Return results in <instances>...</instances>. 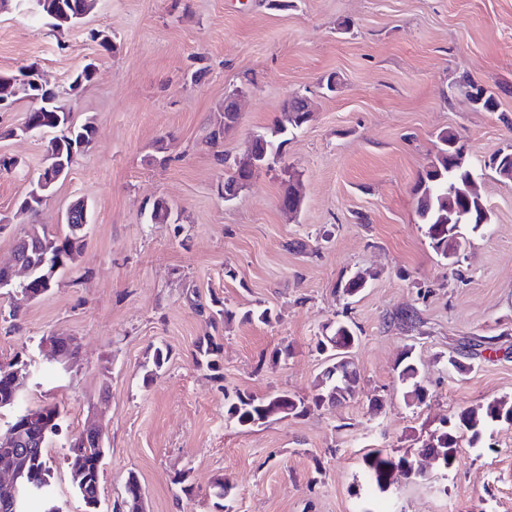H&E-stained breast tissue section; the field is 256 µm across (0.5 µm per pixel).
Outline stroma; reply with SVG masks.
Wrapping results in <instances>:
<instances>
[{
  "instance_id": "35a3bbf8",
  "label": "stroma",
  "mask_w": 512,
  "mask_h": 512,
  "mask_svg": "<svg viewBox=\"0 0 512 512\" xmlns=\"http://www.w3.org/2000/svg\"><path fill=\"white\" fill-rule=\"evenodd\" d=\"M109 37L104 49L99 35ZM95 62L91 82L70 89ZM39 65L65 90L75 122L96 134L69 176L33 212L19 201L44 166L48 135H18L27 101L0 111V152L17 169L0 175V264L31 227L65 235V212L90 208L85 246L34 300L0 297V361L27 363L29 409L59 406L48 442L61 512H84L65 460L90 416L104 413L106 455L99 512H126L135 475L145 512H215L209 487L224 478L235 512H512V423L454 466L426 460L427 479L395 477L370 489L365 449L412 454L464 408L512 402V182L485 162L512 146V0H95L80 23L52 31L46 18L0 12V71ZM337 75L336 91L323 88ZM470 75L499 105L448 104ZM245 85L238 124L219 146L229 88ZM303 94L310 122L283 163L299 177L302 206L280 207L279 170L259 173L224 201V158L242 157L271 127L283 101ZM466 143L491 213L455 264L435 253L412 188L434 160L440 131ZM173 208L147 219L154 200ZM365 274L353 302L340 279ZM234 311L210 324L215 301ZM269 309V322L245 321ZM414 311L412 327L392 323ZM350 317L358 374L351 398L242 429L228 421L235 392L309 399L327 361L316 350L325 325ZM75 337L79 358L48 363L41 341ZM220 337L219 371L197 365V341ZM482 345L472 369L448 360ZM170 359L153 371L155 347ZM410 352L429 396L413 406L394 369ZM186 473L191 495L173 478Z\"/></svg>"
}]
</instances>
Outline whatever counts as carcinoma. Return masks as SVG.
Segmentation results:
<instances>
[{"instance_id": "carcinoma-1", "label": "carcinoma", "mask_w": 512, "mask_h": 512, "mask_svg": "<svg viewBox=\"0 0 512 512\" xmlns=\"http://www.w3.org/2000/svg\"><path fill=\"white\" fill-rule=\"evenodd\" d=\"M311 118L307 110L306 99L298 94L288 97L281 108V118L264 132H259L251 138L245 154L228 165V173L224 184L233 183L244 177H252L254 170L245 167L253 157H262L266 161L278 164L282 146L287 142V136L301 130ZM239 120V113L230 111V104L224 103V122L209 135L211 143L216 144L224 138ZM26 121L33 127V133H51L47 151L69 154L70 142L77 139L84 145H89L94 137L95 129L85 123L70 129L57 121V114L52 111L29 112ZM438 138L441 142L435 159L419 176L413 187L417 202V212L425 235L430 240L432 248L444 259L450 261L463 253L467 246L466 238L459 231L460 225L470 224L477 229L490 221V212L481 194L480 187L471 175L467 155L460 152V140L449 130H443ZM501 179L512 181V150L501 157L498 163L490 166ZM172 214L170 204L159 199L152 205L150 221L153 224H168ZM82 217L77 216L74 222L67 225L64 237H57L44 230L33 228L20 237L14 250L28 255L38 262L45 250L58 260V267L64 268L67 263L76 259L84 247V238L80 230ZM367 287V280L361 274H355L337 285V291L343 299L350 300L361 294ZM322 333L327 338L318 340L317 348L331 351L332 363L322 372L318 384V392L308 401L288 393L271 394L256 397L247 393H237L227 404V415L239 427L249 429L269 422L272 419L288 416L300 417L307 413L310 405L323 406L338 404L355 393L358 381L356 371L351 368L348 354L358 341L357 333L351 323L338 320L323 328ZM222 344L214 336H209L196 345L195 361L212 371L220 368L218 363ZM398 378L406 385L404 398L415 405L424 402L427 388L420 378L419 370L405 356L397 365ZM29 411L15 416L5 429H0V437L13 429H20L22 442L14 445L18 451L17 464L26 472L38 473L41 486L35 493L44 497L48 507L42 512H58L51 505L48 492L50 481V458L47 452V442L58 423H53L49 430H44L40 421L28 419ZM512 422V405L505 401H495L484 408L462 409L457 412L449 424L432 435L426 448L437 449V455L445 469L453 467L458 448L462 441H467L472 447L483 441L487 430L498 422ZM102 451L93 442L73 441L67 448L65 460L71 474H80V480L74 482V487L81 497L87 512H96L99 498V482L102 462L99 458ZM407 456H394L383 449L368 450L362 456V467L365 478L372 486L384 490L392 482L394 474L407 475ZM128 512H140L141 492L139 482L134 475H129L126 481ZM212 496L214 505L220 512H233L232 488L221 479L214 481Z\"/></svg>"}]
</instances>
